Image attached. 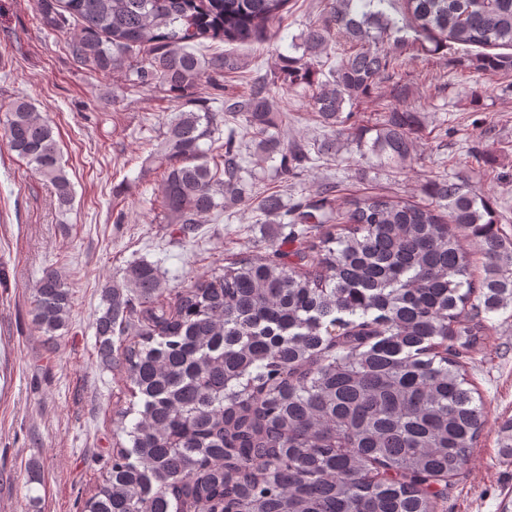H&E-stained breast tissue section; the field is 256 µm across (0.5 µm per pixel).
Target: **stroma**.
<instances>
[{
	"instance_id": "obj_1",
	"label": "stroma",
	"mask_w": 512,
	"mask_h": 512,
	"mask_svg": "<svg viewBox=\"0 0 512 512\" xmlns=\"http://www.w3.org/2000/svg\"><path fill=\"white\" fill-rule=\"evenodd\" d=\"M320 0H290L271 40L242 46L246 68L224 78L227 92L246 77H271L291 43L318 18ZM66 36L47 34L33 0H0V107L31 101L52 125L74 187L70 207L57 203L0 136V512H81L99 472L112 455V409L129 397L122 366H103L93 321L103 308L102 290L127 266L156 265L169 288L210 279L233 255H267L270 238L292 252L287 227L269 223L255 206L225 204L220 217L187 229L166 223L154 201L159 176L151 156L162 124L177 108L169 93L129 88L78 66ZM459 45L413 60L403 77L406 104L418 130L411 161L392 165L360 154L343 137L335 154L282 179L275 161L256 143H242L243 176L255 195H280L291 205L332 183L334 207L387 193L420 202L432 179L469 177L496 204L500 231L512 237V71L486 84L479 107L467 97L474 77H462ZM285 141L319 145L328 131L313 116L302 91L288 92ZM58 272L72 297L69 325L58 343H47L32 322L35 283ZM488 339L468 364L486 404L476 448L463 473L448 487L444 512H501L512 502V462L502 461L498 430L512 417V316H487Z\"/></svg>"
}]
</instances>
